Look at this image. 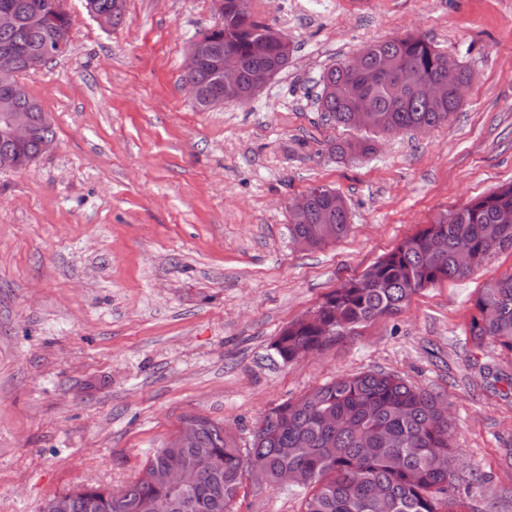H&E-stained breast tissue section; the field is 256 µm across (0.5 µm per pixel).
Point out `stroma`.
<instances>
[{"instance_id":"35a3bbf8","label":"stroma","mask_w":512,"mask_h":512,"mask_svg":"<svg viewBox=\"0 0 512 512\" xmlns=\"http://www.w3.org/2000/svg\"><path fill=\"white\" fill-rule=\"evenodd\" d=\"M248 5L291 59L243 104L198 110L182 82L191 43L216 22L211 0H126L115 28L64 0L70 52L20 78L52 114L56 147L0 170V512L127 484L190 416L247 447L271 408L367 370L446 400L456 496L468 512H512V354L467 335L512 249L304 361L272 348L440 212L512 182V0ZM407 35L469 70L461 107L428 132L378 135L371 154H331L360 133L316 111L321 74ZM317 185L345 198L351 230L300 248L287 204ZM303 497L248 481L233 509L301 512Z\"/></svg>"}]
</instances>
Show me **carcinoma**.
<instances>
[{"label": "carcinoma", "instance_id": "cac0c4a2", "mask_svg": "<svg viewBox=\"0 0 512 512\" xmlns=\"http://www.w3.org/2000/svg\"><path fill=\"white\" fill-rule=\"evenodd\" d=\"M115 0H85L90 16L109 27L122 22ZM11 7L16 26L0 29V63L9 61L19 73L64 56L71 45V21L62 0H0ZM271 29L256 20L249 7L227 0L224 25L207 34L218 51L239 61L236 87L251 89L254 75L286 68L284 46L266 37ZM461 82L468 72L458 68L448 77L444 54L427 40L393 38L363 51L359 69L344 64L320 77L318 111L328 120L351 126L357 98L367 101L383 134L422 131L450 121L459 105L446 98L430 102L413 78ZM193 82L206 93L216 84L214 61L206 60ZM29 112L38 135L25 151L26 169L40 157V144L55 139L52 117L26 90L16 96L0 92V113ZM307 222L292 224V241L318 248L345 237L349 213L333 188H311ZM512 248V183L472 199L445 213L418 233L403 239L360 277L329 294L307 319L284 328L272 347L285 363H296L375 318L398 311L425 286L460 278L480 267L492 254ZM469 326L473 344L489 339L512 354V274L488 283L474 302ZM187 448L164 446L155 451L142 475L120 489L86 485L54 495L61 512H232L244 474L267 486L286 471L309 475L303 512H464L454 494L455 456L452 424L439 397L386 371H364L317 386L300 398L273 408L255 427L250 447L241 448L224 424L199 417ZM179 469L182 487L150 481L144 474Z\"/></svg>", "mask_w": 512, "mask_h": 512}]
</instances>
